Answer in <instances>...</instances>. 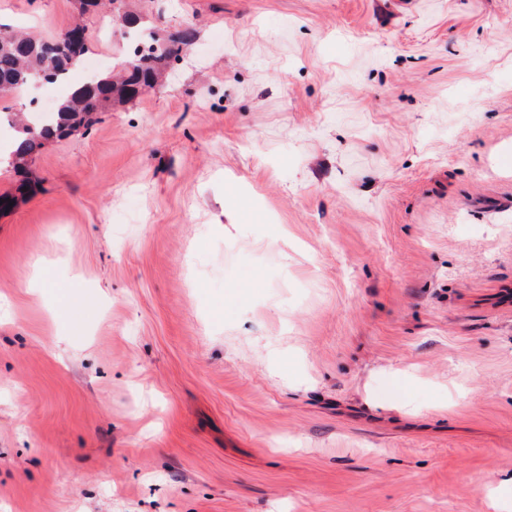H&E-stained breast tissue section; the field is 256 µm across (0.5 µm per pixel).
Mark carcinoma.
I'll return each mask as SVG.
<instances>
[{"label": "carcinoma", "mask_w": 512, "mask_h": 512, "mask_svg": "<svg viewBox=\"0 0 512 512\" xmlns=\"http://www.w3.org/2000/svg\"><path fill=\"white\" fill-rule=\"evenodd\" d=\"M128 36L140 35L148 44L146 50L129 58L122 74L116 76L107 70L91 80L93 88L82 85L62 97L54 109L51 125L28 124L4 105L6 97L15 89L35 81L59 79L80 66L90 52L92 33L80 23L66 29V33L38 42L31 37L0 25V115L11 118L23 140L10 152L8 165L17 174L15 193L0 195V210L9 208L15 194H25L31 188L27 166L30 156L43 142L63 138L79 129L89 130L98 115L115 104L138 97L140 90L154 86L158 75L173 70L192 41L191 29H185L173 39L161 41L154 27L141 17L127 20Z\"/></svg>", "instance_id": "cac0c4a2"}]
</instances>
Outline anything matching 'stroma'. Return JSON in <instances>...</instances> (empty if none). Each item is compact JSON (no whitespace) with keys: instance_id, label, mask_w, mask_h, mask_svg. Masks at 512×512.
<instances>
[{"instance_id":"obj_1","label":"stroma","mask_w":512,"mask_h":512,"mask_svg":"<svg viewBox=\"0 0 512 512\" xmlns=\"http://www.w3.org/2000/svg\"><path fill=\"white\" fill-rule=\"evenodd\" d=\"M121 11L194 40L0 213V512H512V0Z\"/></svg>"}]
</instances>
